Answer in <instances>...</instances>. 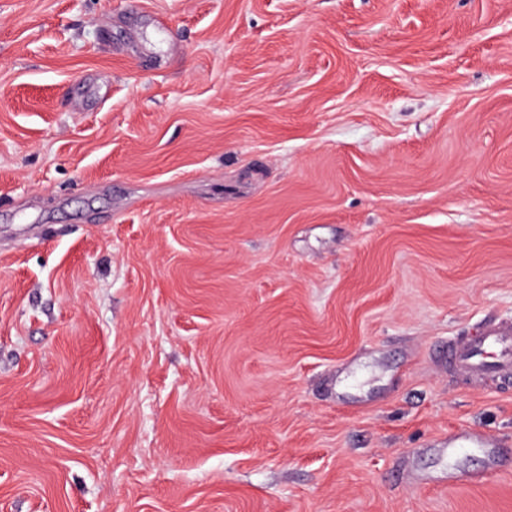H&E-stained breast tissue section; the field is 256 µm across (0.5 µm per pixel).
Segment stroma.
<instances>
[{"instance_id":"1","label":"stroma","mask_w":512,"mask_h":512,"mask_svg":"<svg viewBox=\"0 0 512 512\" xmlns=\"http://www.w3.org/2000/svg\"><path fill=\"white\" fill-rule=\"evenodd\" d=\"M511 318L512 0H0V512H512ZM447 362L458 372L474 378H512V321L501 320L474 334L460 336L448 346ZM466 448L484 453L489 469L494 468L498 448V440L494 435L488 432H457L448 436V481L463 475L453 460Z\"/></svg>"}]
</instances>
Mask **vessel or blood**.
Here are the masks:
<instances>
[{
    "label": "vessel or blood",
    "instance_id": "obj_1",
    "mask_svg": "<svg viewBox=\"0 0 512 512\" xmlns=\"http://www.w3.org/2000/svg\"><path fill=\"white\" fill-rule=\"evenodd\" d=\"M447 362L469 377L512 378V321H497L459 337L448 348ZM497 446V438L490 433L457 432L448 437V456L453 460L461 450L470 448L484 453L492 463Z\"/></svg>",
    "mask_w": 512,
    "mask_h": 512
}]
</instances>
